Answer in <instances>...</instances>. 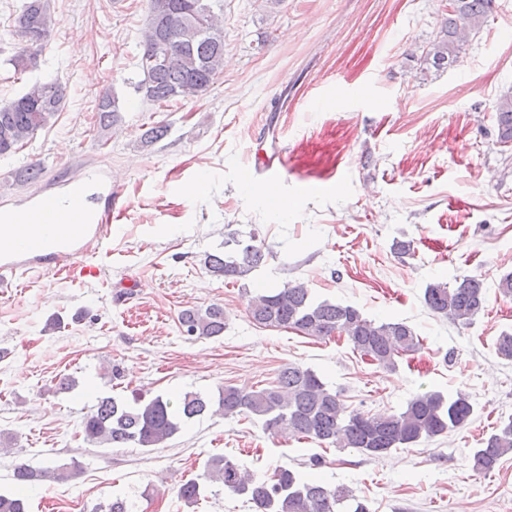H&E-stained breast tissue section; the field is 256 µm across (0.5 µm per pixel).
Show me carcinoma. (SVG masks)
Masks as SVG:
<instances>
[{
	"mask_svg": "<svg viewBox=\"0 0 512 512\" xmlns=\"http://www.w3.org/2000/svg\"><path fill=\"white\" fill-rule=\"evenodd\" d=\"M147 2L142 50L156 47L161 63L147 67L138 61L143 78L135 83V91L159 105L204 95L224 70L223 0ZM494 6L495 0H448L441 31L422 48L420 65L437 71L454 66L470 34L481 29ZM54 24L50 0H24L13 34L21 39L29 32H38L45 38ZM35 46H42V42L25 40V46L12 59L15 70L23 72L36 64ZM65 99L66 86L55 79L35 83L20 97L0 106V156L15 152L48 125L62 111ZM95 112L100 128L116 125V97L100 96ZM495 112L499 143L512 145V93L500 97ZM263 259L264 245L250 244L239 253L210 254L205 265L214 276L242 278ZM424 302L433 313L468 325L486 308L487 296L482 280L464 277L451 288L443 283L428 285ZM247 311L253 321L265 327L316 338L342 335L353 351L390 371L396 369L398 359L421 349L419 336L406 323L380 322L353 306L317 301L299 281L256 293L249 298ZM178 321L186 336L218 337L224 333V307L213 304L185 309ZM208 412L226 418L254 417L271 434L292 435L341 450L352 448L379 459L464 427L473 414V405L462 393L447 400L437 392H425L415 395L400 412L365 413L350 408L315 371L290 365L279 371L271 385L258 390L226 385L216 396L197 392L147 400L137 396L131 403L102 397L84 416L81 428L84 439L96 447L157 448L188 421ZM509 453L512 417L500 422L483 447L474 449L473 469L489 472ZM78 471L74 460L51 462L38 469L16 466L17 491L0 494V512H27L26 491L32 484L63 483ZM208 483H220L233 494L247 496L254 512H371L365 499L345 487L331 489L315 480H303L283 466L272 476L257 479L224 456L206 461L200 474L181 484L178 496L193 504Z\"/></svg>",
	"mask_w": 512,
	"mask_h": 512,
	"instance_id": "cac0c4a2",
	"label": "carcinoma"
}]
</instances>
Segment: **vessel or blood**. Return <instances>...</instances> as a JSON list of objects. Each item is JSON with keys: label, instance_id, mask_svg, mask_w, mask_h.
I'll list each match as a JSON object with an SVG mask.
<instances>
[{"label": "vessel or blood", "instance_id": "b4317fda", "mask_svg": "<svg viewBox=\"0 0 512 512\" xmlns=\"http://www.w3.org/2000/svg\"><path fill=\"white\" fill-rule=\"evenodd\" d=\"M121 197L119 190L90 189L74 183L63 194V201L86 205L90 217L86 224L61 226L56 237L49 238L34 231L24 234L17 251L0 250V287L17 276L33 271L68 272L80 276L96 275V267L85 259L112 232V213Z\"/></svg>", "mask_w": 512, "mask_h": 512}]
</instances>
